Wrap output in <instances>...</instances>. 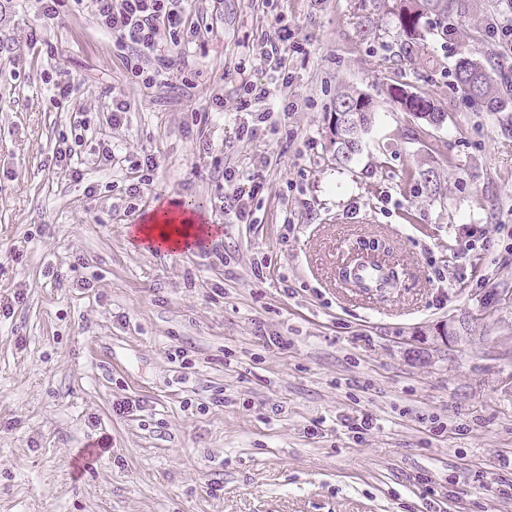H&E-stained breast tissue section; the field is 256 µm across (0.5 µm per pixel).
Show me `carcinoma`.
Returning <instances> with one entry per match:
<instances>
[{
	"label": "carcinoma",
	"instance_id": "obj_1",
	"mask_svg": "<svg viewBox=\"0 0 512 512\" xmlns=\"http://www.w3.org/2000/svg\"><path fill=\"white\" fill-rule=\"evenodd\" d=\"M396 15L402 39L398 44V56L423 59L432 62L422 31V20L434 15L448 18L453 13L465 10V0H399ZM454 82L464 96L475 105L491 112H512V89L503 87L485 62L472 55L462 56L455 67ZM393 102L414 119L427 125L443 121L445 113L439 111L434 102L422 93L408 90L404 86L389 91ZM376 106L366 92L346 88L337 94L334 108L329 113V144L331 159L340 167L352 164L362 150L363 137L374 120ZM408 182H415L430 195H441L443 185L440 170L432 154H425L413 168L405 172Z\"/></svg>",
	"mask_w": 512,
	"mask_h": 512
}]
</instances>
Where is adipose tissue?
Returning a JSON list of instances; mask_svg holds the SVG:
<instances>
[{"instance_id": "adipose-tissue-1", "label": "adipose tissue", "mask_w": 512, "mask_h": 512, "mask_svg": "<svg viewBox=\"0 0 512 512\" xmlns=\"http://www.w3.org/2000/svg\"><path fill=\"white\" fill-rule=\"evenodd\" d=\"M201 229L196 217L188 215L171 200L144 217L136 229V238L144 243L159 240L166 243L170 251L180 252L189 247Z\"/></svg>"}]
</instances>
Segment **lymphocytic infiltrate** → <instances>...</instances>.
Here are the masks:
<instances>
[{
    "instance_id": "1",
    "label": "lymphocytic infiltrate",
    "mask_w": 512,
    "mask_h": 512,
    "mask_svg": "<svg viewBox=\"0 0 512 512\" xmlns=\"http://www.w3.org/2000/svg\"><path fill=\"white\" fill-rule=\"evenodd\" d=\"M184 0H35L38 10L47 19L59 16L60 8H69L75 14L89 15L96 27L113 37V47L123 60L130 79L151 88L175 79H184L188 58L181 50L195 42L200 34L189 20L183 7ZM167 30L170 47L161 49L160 30ZM297 43L296 32L288 26L276 28L254 50L252 57L268 71L273 85L245 81L237 97L240 112L260 111L261 123L274 116L269 102L273 97H286L289 84L288 54ZM224 212L237 223H251V212L246 202L261 188L255 175L231 168L224 171Z\"/></svg>"
}]
</instances>
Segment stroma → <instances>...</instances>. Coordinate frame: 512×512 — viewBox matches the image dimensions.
<instances>
[{
	"label": "stroma",
	"mask_w": 512,
	"mask_h": 512,
	"mask_svg": "<svg viewBox=\"0 0 512 512\" xmlns=\"http://www.w3.org/2000/svg\"><path fill=\"white\" fill-rule=\"evenodd\" d=\"M394 0H224L186 46L193 87L131 82L87 15L44 20L0 0V512H512V305L448 346L449 319L512 289V116L477 110L454 86L463 53L512 77L493 29L506 0H469L439 68L397 56ZM297 28L278 129L235 137L245 44L276 17ZM74 83L53 107L49 78ZM396 83L444 112L418 126ZM378 104L362 152H327L340 87ZM224 109L192 121L215 92ZM129 112L112 126L113 98ZM86 121L115 160L83 181L54 153ZM434 149L433 197L404 173ZM161 166L137 207L127 160ZM263 177L255 223L224 213L225 167ZM196 202L212 250L156 253L129 233L163 198ZM399 286L370 295L342 269L360 243ZM137 401L130 413L117 403ZM368 430L351 429L356 418ZM91 454L90 465L79 458Z\"/></svg>",
	"instance_id": "obj_1"
}]
</instances>
